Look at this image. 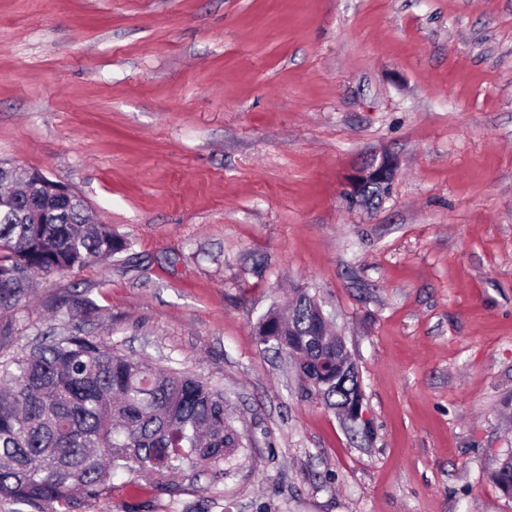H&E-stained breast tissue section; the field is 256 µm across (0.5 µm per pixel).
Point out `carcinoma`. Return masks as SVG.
I'll return each instance as SVG.
<instances>
[{"label":"carcinoma","instance_id":"carcinoma-1","mask_svg":"<svg viewBox=\"0 0 512 512\" xmlns=\"http://www.w3.org/2000/svg\"><path fill=\"white\" fill-rule=\"evenodd\" d=\"M29 205L25 198L0 209L1 309L19 304L35 274L104 264L130 250L110 225L87 223L83 203L53 224L28 223ZM64 307L95 311L87 297L57 305ZM255 332L264 350L294 366L301 397L339 411L358 397L346 355L327 385L311 379L314 361L336 354V337L305 289H294L287 315L267 312ZM244 441L224 393L210 382L123 354L75 325L0 360V503L35 512L47 503L77 508L107 493L116 472L171 493L188 476L213 484Z\"/></svg>","mask_w":512,"mask_h":512}]
</instances>
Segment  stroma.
I'll return each mask as SVG.
<instances>
[{
    "instance_id": "stroma-1",
    "label": "stroma",
    "mask_w": 512,
    "mask_h": 512,
    "mask_svg": "<svg viewBox=\"0 0 512 512\" xmlns=\"http://www.w3.org/2000/svg\"><path fill=\"white\" fill-rule=\"evenodd\" d=\"M399 162L376 208L345 178ZM131 243L0 309L7 356L88 291L92 335L223 390L249 440L177 497L75 512H512V0H0V160ZM304 287L368 435L255 325ZM27 192L37 200H51L55 205H69L78 196L71 189L58 184L39 172L29 173ZM81 198V197H80Z\"/></svg>"
}]
</instances>
